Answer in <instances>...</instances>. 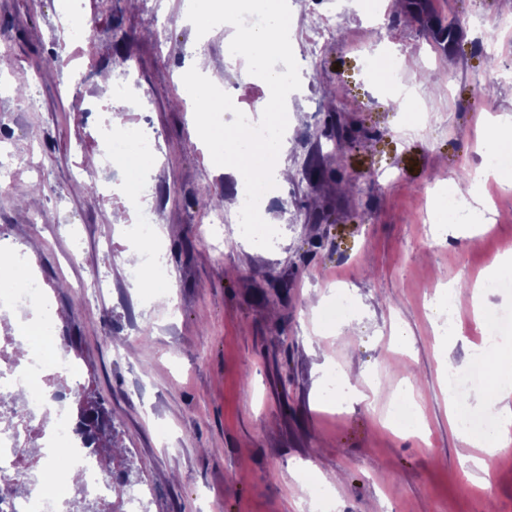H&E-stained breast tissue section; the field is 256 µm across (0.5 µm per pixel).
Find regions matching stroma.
I'll return each mask as SVG.
<instances>
[{
    "mask_svg": "<svg viewBox=\"0 0 512 512\" xmlns=\"http://www.w3.org/2000/svg\"><path fill=\"white\" fill-rule=\"evenodd\" d=\"M307 0L288 28V62L307 71L290 95L289 145L276 154L292 177L272 197L275 242L245 240L195 197L234 194L195 134L196 103L182 81L202 53L236 109L264 85L227 54L231 28L200 37L179 23L183 0H83L88 35L68 45L60 0H0V238L32 239L47 287L50 333L108 409L114 442L150 512H305V470L335 473L331 512H512V451L491 473L463 469L448 427L447 364L467 365L479 332L471 294L491 260L512 248V189L489 192L475 236L435 223L450 181L480 167L481 98L512 116V45L485 24L512 16V0ZM405 83H417L424 119L387 107L368 84L365 42ZM79 70L45 72L49 52ZM138 75L149 111L102 90V72ZM122 113L157 136L153 176L162 278L131 279L132 246L115 211L132 217L128 177L86 167L98 129ZM340 116L350 135L322 131ZM110 181L108 197L86 184ZM81 225L74 246L69 225ZM456 299H449V291ZM353 302L333 326L323 305ZM451 302L466 330L449 342L435 304ZM412 334L399 341L396 323ZM123 336L137 356L114 347ZM353 376L342 399L334 372ZM411 381L422 429L390 427V394Z\"/></svg>",
    "mask_w": 512,
    "mask_h": 512,
    "instance_id": "stroma-1",
    "label": "stroma"
}]
</instances>
